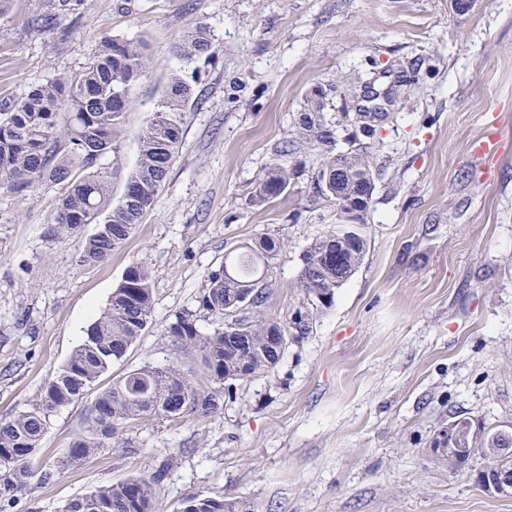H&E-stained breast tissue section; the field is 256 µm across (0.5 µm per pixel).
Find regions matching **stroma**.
Segmentation results:
<instances>
[{
    "label": "stroma",
    "instance_id": "1",
    "mask_svg": "<svg viewBox=\"0 0 512 512\" xmlns=\"http://www.w3.org/2000/svg\"><path fill=\"white\" fill-rule=\"evenodd\" d=\"M450 2L81 0L66 33L51 38L32 29L42 0H11L0 16V102L81 72L100 34L146 44L148 72L98 164L113 200L172 72L200 99L155 207L99 265L76 263L95 225L56 229L62 186L0 187V419L34 402L132 262L152 272V318L95 391L175 363L167 323L195 308L225 256L265 234L280 249L263 312L290 322L302 302L300 255L336 216L307 207L312 163L266 206L248 207L247 193L313 86L325 88L331 120L347 95L343 76L396 86L398 96L378 127L367 255L332 307L313 313L309 334L270 374L236 382L207 421H141L52 481H32L10 512H59L168 457L166 512L192 494L244 498L255 512H512V497L430 457L450 420L512 423V0H475L463 14ZM201 22L217 52L183 61L174 50ZM490 131L501 152L474 157L471 143ZM88 406L51 415L35 469L59 463Z\"/></svg>",
    "mask_w": 512,
    "mask_h": 512
}]
</instances>
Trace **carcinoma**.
<instances>
[{"label": "carcinoma", "instance_id": "obj_1", "mask_svg": "<svg viewBox=\"0 0 512 512\" xmlns=\"http://www.w3.org/2000/svg\"><path fill=\"white\" fill-rule=\"evenodd\" d=\"M78 0H47L45 23L33 28L44 34L65 32L55 20L74 10ZM209 28L197 25L176 47L177 55L192 61L213 56ZM148 57L142 42L103 35L91 61L75 76L58 74L29 88L15 103L0 106V182L14 192L49 181L66 184L60 199L57 224L78 234L85 224H96L95 234L85 239L79 265L105 261L134 233L142 217L155 207L176 153L183 141L184 112L193 88L180 74H172L166 93L139 139L137 163L129 174L118 204H112L109 181L90 171L112 149L131 104L132 87L146 75ZM351 92L362 91L360 100L384 97L392 104L395 92L376 93L360 75L347 78ZM391 117L387 109L358 105L344 112L332 125L325 114L323 96L313 89L295 120V132L275 150V159L255 180L247 205L261 207L282 197L298 178L292 159L305 151L320 156L311 203L327 200L336 208L358 207V233L338 239L343 229L318 237L303 251L296 287L306 303L296 310L302 320L285 326L271 319L242 318L238 313L263 302L265 269L277 255L279 243L265 236L241 246V252L225 257L211 271L198 296L197 309L178 313L164 329L180 355L194 356L198 369L176 365H150L124 374L92 401L82 429L70 442L66 456L55 469L36 473L30 461L41 446L51 413L82 400L113 364L122 361L141 336L153 311L152 274L142 262L130 263L113 289L106 308L87 328L82 343L44 384L39 397L26 410L0 420V508L13 504L15 493L34 477L50 481L66 467L106 447L120 430L142 419L203 422L215 414L219 401L232 394L238 381L273 371L282 359L288 339L309 333L312 307L329 308L336 290L361 267L368 249V211L365 199L375 183L371 153L362 139L375 140L378 123ZM354 131L348 148L336 150L337 128L344 123ZM339 251L341 270L323 261ZM205 313L216 327L203 332L198 314ZM467 450L454 459L443 454L436 461L462 469L473 458L481 463L494 459L487 438L467 437ZM170 462L160 463L149 477H130L118 484L101 486L68 500L61 512H164L158 503ZM179 512H254L244 499L192 495Z\"/></svg>", "mask_w": 512, "mask_h": 512}]
</instances>
